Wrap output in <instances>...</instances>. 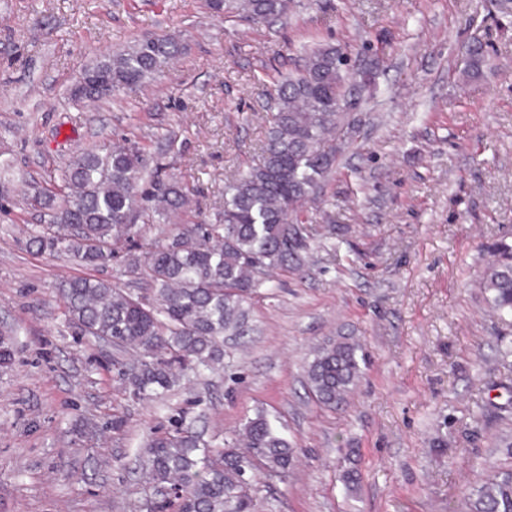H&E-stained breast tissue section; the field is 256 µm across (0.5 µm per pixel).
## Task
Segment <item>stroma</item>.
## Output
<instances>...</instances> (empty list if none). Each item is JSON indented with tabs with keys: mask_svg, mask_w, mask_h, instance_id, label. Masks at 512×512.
<instances>
[{
	"mask_svg": "<svg viewBox=\"0 0 512 512\" xmlns=\"http://www.w3.org/2000/svg\"><path fill=\"white\" fill-rule=\"evenodd\" d=\"M181 54L138 94L95 103L71 88L101 55L144 38ZM330 43L377 64V88L301 221L323 227L308 272L275 273L250 302L251 331L224 339L208 383L161 400L129 394L134 352L80 335L62 280L144 281L28 243L49 223L66 165L135 142L189 206L143 225L136 254L175 225L210 224L224 185L257 161L275 72ZM482 45L480 76L466 46ZM512 237V0H294L253 25L206 0H0V512H147L138 467L151 431L187 412L213 447L264 410L297 454L257 512H463L512 472V318L478 286L487 247ZM346 337L368 357L336 408L308 391L315 348ZM122 426H115V419ZM357 473L354 490L343 481Z\"/></svg>",
	"mask_w": 512,
	"mask_h": 512,
	"instance_id": "35a3bbf8",
	"label": "stroma"
}]
</instances>
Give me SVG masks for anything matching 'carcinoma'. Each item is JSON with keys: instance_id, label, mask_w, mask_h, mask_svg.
<instances>
[{"instance_id": "1", "label": "carcinoma", "mask_w": 512, "mask_h": 512, "mask_svg": "<svg viewBox=\"0 0 512 512\" xmlns=\"http://www.w3.org/2000/svg\"><path fill=\"white\" fill-rule=\"evenodd\" d=\"M218 15L235 13L254 23L287 16L289 0H208ZM180 52L172 38L157 37L104 54L89 73L112 76V92L137 93L144 81ZM468 73L485 62L482 47L470 46ZM346 52L333 44L306 50L295 75L273 78L276 112L262 158L224 190V207L213 224H188L168 242L139 257L120 255L138 234L137 224L178 212L188 195L177 181L146 179L148 160L133 144L86 150L62 174L68 192L52 223L30 237L40 251L64 250L86 266L122 257L125 275H142L148 296L92 278L61 282L65 315L83 336L133 348L138 365L121 372L132 393L143 399L164 395L187 371L203 378L224 358V337L245 333L248 300L273 273L300 271L319 228L292 219L314 199L336 163L334 137L350 129L352 96ZM492 261L480 288L488 305L512 315V241L488 246ZM362 347L331 342L314 351L306 370L311 394L330 408L342 403L362 377ZM296 449L286 426L259 411L222 448H211L181 417L173 429L152 434L144 467L156 493L176 486L178 495L156 508L165 512H256L261 478L288 471ZM465 512H512V475L474 489Z\"/></svg>"}]
</instances>
